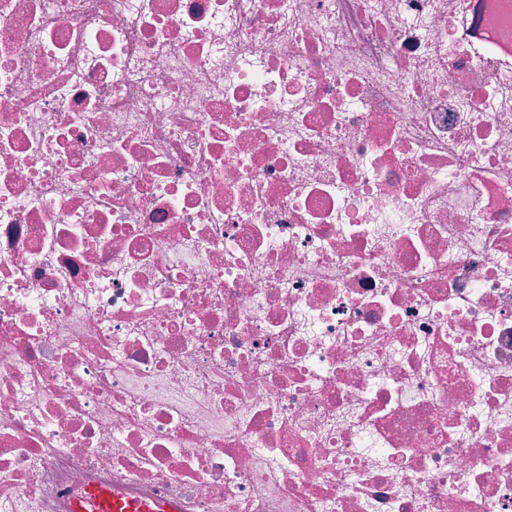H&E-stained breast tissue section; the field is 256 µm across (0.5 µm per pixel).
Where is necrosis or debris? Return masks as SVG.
Here are the masks:
<instances>
[{
  "mask_svg": "<svg viewBox=\"0 0 512 512\" xmlns=\"http://www.w3.org/2000/svg\"><path fill=\"white\" fill-rule=\"evenodd\" d=\"M512 512V0H0V512ZM88 498L95 504L96 512H178V506L173 502L158 506L131 503L114 495L110 497L101 490L90 491Z\"/></svg>",
  "mask_w": 512,
  "mask_h": 512,
  "instance_id": "obj_1",
  "label": "necrosis or debris"
}]
</instances>
